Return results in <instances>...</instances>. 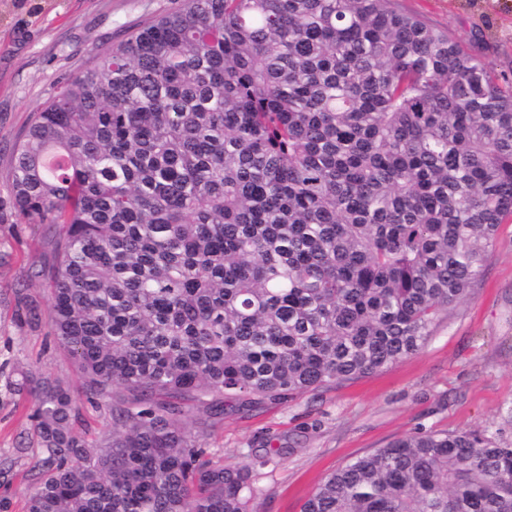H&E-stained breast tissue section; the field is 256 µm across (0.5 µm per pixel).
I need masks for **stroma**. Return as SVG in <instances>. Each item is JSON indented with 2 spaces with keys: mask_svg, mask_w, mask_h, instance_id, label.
<instances>
[{
  "mask_svg": "<svg viewBox=\"0 0 512 512\" xmlns=\"http://www.w3.org/2000/svg\"><path fill=\"white\" fill-rule=\"evenodd\" d=\"M399 7L478 52L498 76L512 79V0H397ZM180 4V0H0V496L23 512L34 455L14 450L30 423L3 375L30 364L70 388L81 431H105L107 403H90L74 362L47 322L16 316L25 291L49 306L36 273L46 249L32 225L15 223L8 171L12 148L57 81L93 67L99 50ZM489 429L512 445V223L501 225L493 257L470 296L444 315L424 346L374 374L336 381L287 401L258 395L229 403L210 422L206 451L230 461L276 451L252 471L254 512H300L332 471L404 435Z\"/></svg>",
  "mask_w": 512,
  "mask_h": 512,
  "instance_id": "stroma-1",
  "label": "stroma"
}]
</instances>
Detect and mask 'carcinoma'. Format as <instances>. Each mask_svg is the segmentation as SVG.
Masks as SVG:
<instances>
[{
    "label": "carcinoma",
    "instance_id": "1",
    "mask_svg": "<svg viewBox=\"0 0 512 512\" xmlns=\"http://www.w3.org/2000/svg\"><path fill=\"white\" fill-rule=\"evenodd\" d=\"M56 83L13 148L47 322L112 433L31 370L25 512H251L184 421L419 351L512 221V82L396 0H181ZM56 151L66 164L51 171ZM24 320L40 304L17 293ZM300 512H512V446L421 432Z\"/></svg>",
    "mask_w": 512,
    "mask_h": 512
}]
</instances>
